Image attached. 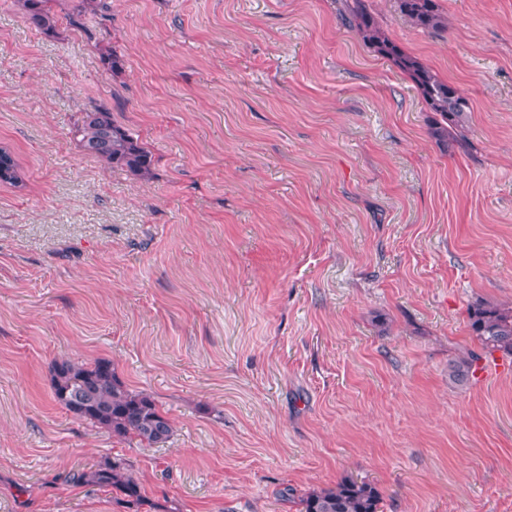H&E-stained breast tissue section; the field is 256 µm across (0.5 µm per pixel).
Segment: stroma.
Returning <instances> with one entry per match:
<instances>
[{
  "mask_svg": "<svg viewBox=\"0 0 512 512\" xmlns=\"http://www.w3.org/2000/svg\"><path fill=\"white\" fill-rule=\"evenodd\" d=\"M77 2L46 35L0 0V512H129L67 481L114 457L155 512H300L346 478L382 512H512V359L448 377L469 307L512 303V0H440L435 33L368 0L470 97L452 153L338 0H104L85 31ZM97 106L151 179L81 151ZM64 359L111 361L170 440L57 405ZM0 182L18 186L22 182L18 165L12 154L0 148Z\"/></svg>",
  "mask_w": 512,
  "mask_h": 512,
  "instance_id": "stroma-1",
  "label": "stroma"
}]
</instances>
